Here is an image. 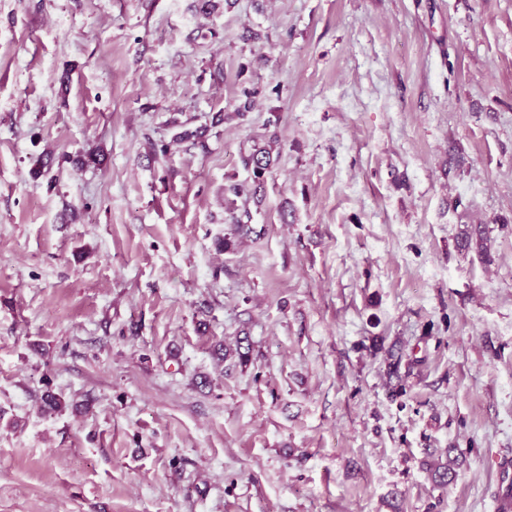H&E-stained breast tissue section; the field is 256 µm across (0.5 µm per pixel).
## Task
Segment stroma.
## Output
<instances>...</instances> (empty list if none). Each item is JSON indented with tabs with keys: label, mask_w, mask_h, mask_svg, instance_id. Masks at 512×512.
<instances>
[{
	"label": "stroma",
	"mask_w": 512,
	"mask_h": 512,
	"mask_svg": "<svg viewBox=\"0 0 512 512\" xmlns=\"http://www.w3.org/2000/svg\"><path fill=\"white\" fill-rule=\"evenodd\" d=\"M508 458L512 0H0V512H495ZM246 165L252 166L253 180L251 184H235L231 187L236 196L245 199H257L265 183V174L270 165V148L254 144L252 152L246 158Z\"/></svg>",
	"instance_id": "1"
}]
</instances>
